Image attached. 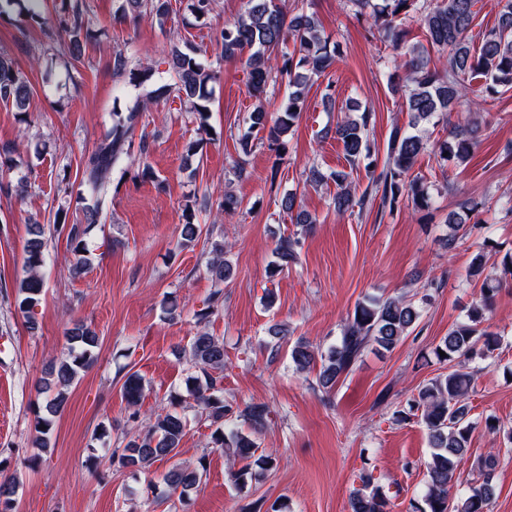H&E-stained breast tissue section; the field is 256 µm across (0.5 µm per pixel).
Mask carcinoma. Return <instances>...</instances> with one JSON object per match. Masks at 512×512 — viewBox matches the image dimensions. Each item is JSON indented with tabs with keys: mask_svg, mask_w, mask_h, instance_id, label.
Instances as JSON below:
<instances>
[{
	"mask_svg": "<svg viewBox=\"0 0 512 512\" xmlns=\"http://www.w3.org/2000/svg\"><path fill=\"white\" fill-rule=\"evenodd\" d=\"M114 18L134 25L150 21L164 34H171L166 24L172 20V0H118ZM242 13L232 22L224 24L220 44L224 61H242L248 69L250 86L260 96L278 80L287 82L288 95L280 109L269 112L257 106L249 114L248 130L239 138L241 153L249 155L255 144L270 148L281 144L299 119L302 106L315 79L324 75L336 63L337 46L330 45L314 14L305 3L295 7L291 15L284 12L276 0H243ZM476 0H346V6L357 20H363L377 30L382 39L391 43L399 53L387 61L391 90L401 95L402 107L409 115L405 126L392 127L387 142L386 160L381 170L368 171V185L361 196L352 186L351 170L361 157L370 153L369 131L374 112L358 104H345L340 108L344 117L336 122L334 135L342 143L349 170H338L325 175L316 165L308 168L306 180L320 184L332 180L337 187L332 198L339 214L363 208L380 197L381 207L394 208L409 202L418 209L429 207L431 195L423 177L411 174L419 155L429 151L443 162H463L478 144L481 121L479 113L485 110L487 99L494 98L499 88L512 87V0H498L497 24L482 37L479 53L472 52L469 32L476 16ZM16 11L39 26L56 31L64 40L60 50L65 67L82 58L85 45L83 31L89 20L83 0H62L60 13L50 18L46 13V0H0V16ZM417 17L426 30L432 47L448 49V62L443 68L433 63L427 48L408 44L405 17ZM292 40L295 49L281 55V62L271 63L272 53ZM202 50L187 40L171 42L164 60L176 82L174 86L160 85L138 95L125 112L112 113V123L92 149L82 154L76 176L83 187L80 200L84 202L83 221L67 228V238L74 255L73 268L81 270L87 263V238L101 223L112 185V174L126 172L123 164L131 158L132 132L143 112L161 99L176 93L187 111L196 115L198 130L207 129L210 117L209 103L212 88L220 80V71L202 61ZM112 71L124 76L128 83L142 87L154 75L153 66L138 64L121 50L112 55ZM475 77L484 79V98L472 103L468 116L457 122L448 132V139L433 141L428 126L448 122V113L467 98L469 82ZM31 88L24 74L12 58L0 54V101L21 114L28 113ZM448 237L444 246L450 250L471 232L465 219L448 221ZM204 232L200 224L188 216L180 230V245L190 246ZM46 227L27 225L24 246V275L17 282V302L21 309L32 310L44 291L41 270L46 262ZM300 240L297 234L279 238L268 274L274 277L298 259ZM229 250L223 243L211 242L212 258L207 271L215 283L229 282L234 267L226 258ZM469 276L484 277L480 297L468 310L467 321L448 330L434 349L440 362L456 360H485L499 349L501 339L497 332L481 324L487 321L492 298L500 281L486 272L483 253L474 256ZM224 302V290L211 293L207 307L196 314L200 329L192 337L189 347L181 350L186 360L188 375L186 390L198 407L200 417L213 427L210 435L214 448L224 451L231 480L237 486L257 481L274 470L278 456L260 447L256 434L269 419L270 409L265 403H253L243 410L224 400L222 387L224 372V340L207 329L209 317ZM420 310L410 299L369 298L355 305L348 314L342 334L336 343L323 350L298 339L294 342L290 359L297 370L308 372L318 369L319 386L330 392L338 379L353 370L364 351L373 346L378 350H393L414 329ZM267 344L278 349L288 341V329L279 323L267 328ZM63 358L55 363L49 378L42 383L45 401L35 411V429L40 448L48 447L46 435L53 419L68 401V389L80 374L94 363L95 349L100 337L82 322H76L66 331ZM445 356H440V352ZM474 390L470 371L450 368L445 374L431 379L419 389L409 404V412L419 414L427 431L430 461L426 467L425 493L421 501L411 504L412 512H490L495 495L492 483L497 457L489 454L478 461V479L468 487L463 499L453 495L456 469L467 453L473 428L470 421L469 397ZM123 396L130 413L131 429L125 434V444L111 452V463L136 474L150 469L155 463L169 461L180 453L189 419L178 407L183 400L177 395L170 398L172 409L148 420L139 429L140 403L144 392L143 378L128 373L122 385ZM209 467L208 456H200L194 464L173 463L163 483L171 494L183 498L201 483ZM364 488L350 496V512H390V503L380 489L371 483V477L362 479ZM18 476L12 474L0 480V512H14V496Z\"/></svg>",
	"mask_w": 512,
	"mask_h": 512,
	"instance_id": "carcinoma-1",
	"label": "carcinoma"
}]
</instances>
